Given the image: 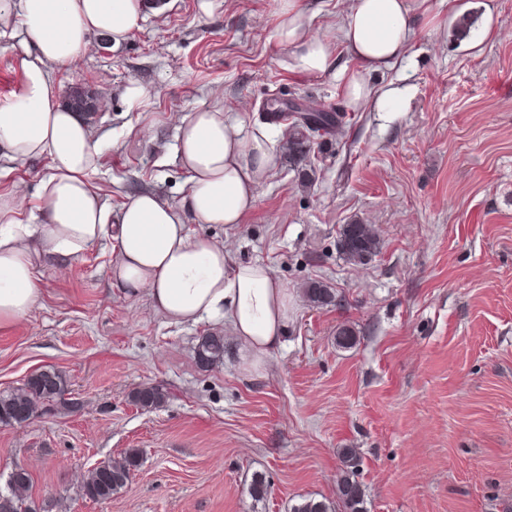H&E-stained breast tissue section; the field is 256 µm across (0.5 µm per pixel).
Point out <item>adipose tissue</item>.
Segmentation results:
<instances>
[{"instance_id":"ef3b65f1","label":"adipose tissue","mask_w":512,"mask_h":512,"mask_svg":"<svg viewBox=\"0 0 512 512\" xmlns=\"http://www.w3.org/2000/svg\"><path fill=\"white\" fill-rule=\"evenodd\" d=\"M277 41L305 74L338 73L345 98H373L367 73L392 67L406 51L428 0H352L341 41L312 36L303 0H280ZM142 0H0V25L23 26V92L0 107V154L25 162L47 158L38 221H22L20 191L0 194V327L37 304L42 271L70 262L110 238L109 284L146 293L173 324L226 323L244 351L246 369H264L283 342L288 291L258 262H233L222 243L191 233L194 224H238L253 208L260 178L275 164L268 131L209 106L184 117L176 156L189 189L173 202L143 190L111 211L92 184L99 141L83 117L61 105L56 69L95 48L94 36L121 43L144 20ZM344 44L354 67L338 66Z\"/></svg>"}]
</instances>
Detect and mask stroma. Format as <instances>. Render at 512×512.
I'll return each instance as SVG.
<instances>
[{"mask_svg":"<svg viewBox=\"0 0 512 512\" xmlns=\"http://www.w3.org/2000/svg\"><path fill=\"white\" fill-rule=\"evenodd\" d=\"M144 2L123 44L55 73L61 91L80 84L100 101L95 185L113 209L143 189L187 191L173 148L198 108L266 126L279 146L288 125L266 119L270 98L343 116L311 186L277 158L242 223L193 227L287 288L284 344L244 371L227 327L171 324L146 294L109 287L105 241L66 273L44 270L34 309L0 330V392L54 369L81 407L0 426V488L20 466L37 512H291L335 499L338 451L354 448L368 512H512V0H429L437 29L366 76L397 96L361 109L334 75L293 68L275 38L278 0H213L207 14L201 0ZM463 15L473 27L460 41ZM23 56L20 32L0 37V105L23 90ZM134 86L145 97L130 99ZM48 166L1 158L0 193L23 187L36 210ZM352 223L381 240L363 264L336 247ZM313 282L334 304L306 301ZM343 325L357 332L349 349L336 344ZM208 334L223 336L224 359L203 368ZM152 385L165 403L133 405ZM129 448L140 453L129 484L106 502L83 497L87 471Z\"/></svg>","mask_w":512,"mask_h":512,"instance_id":"35a3bbf8","label":"stroma"}]
</instances>
